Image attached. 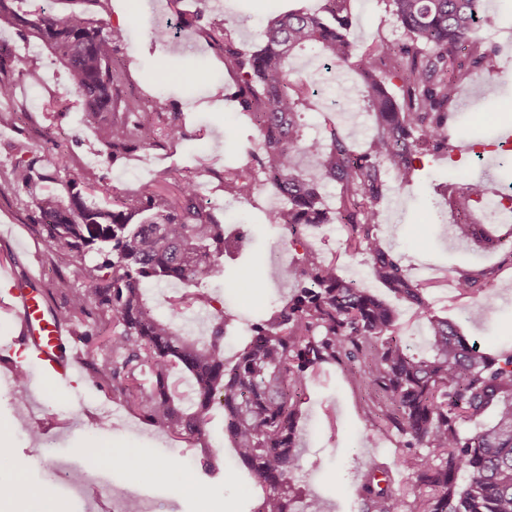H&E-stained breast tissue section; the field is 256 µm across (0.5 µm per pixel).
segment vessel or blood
<instances>
[{"instance_id": "vessel-or-blood-1", "label": "vessel or blood", "mask_w": 512, "mask_h": 512, "mask_svg": "<svg viewBox=\"0 0 512 512\" xmlns=\"http://www.w3.org/2000/svg\"><path fill=\"white\" fill-rule=\"evenodd\" d=\"M0 306L14 311L18 317L16 341L28 358L57 382H69L73 365L62 323L48 313L47 300L27 291L12 269L3 264L0 265Z\"/></svg>"}]
</instances>
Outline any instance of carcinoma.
<instances>
[{"label":"carcinoma","mask_w":512,"mask_h":512,"mask_svg":"<svg viewBox=\"0 0 512 512\" xmlns=\"http://www.w3.org/2000/svg\"><path fill=\"white\" fill-rule=\"evenodd\" d=\"M30 0H0V24L15 29L24 43L46 51L65 67L89 122L117 157L149 150L165 140L185 138L181 113L169 112L151 95L126 91L128 72L117 58L126 30L94 18L86 9L63 17L28 8ZM403 29L400 40L378 39L355 53L349 39L351 0H321L316 13L289 11L274 17L263 42L242 46L232 30L202 22L203 14L182 19L179 30L207 39L224 67L235 75L230 100L258 132L245 150L243 167H224L221 188L235 199L258 187L282 199L265 211L270 224L297 232L304 226L340 224L345 250L366 256L371 274L396 298L427 321L430 355L417 356L400 335L397 312L354 281L338 276L336 265L312 251L297 267L294 295L252 323L235 360L224 359V338L235 320L218 311L207 345L200 348L173 327L184 303L159 320L144 300L147 281H178L193 289L191 303L212 306L200 285L222 268L231 244L224 224L199 198L200 182L186 176L169 187L142 186L134 199L114 198L106 183L74 172L69 151L50 158L19 156L9 183L29 196L34 222L45 241L66 250L76 264L78 285L55 317L85 327L95 382L112 387L125 405L152 425L205 439L214 404L224 409V432L240 461L263 489L257 512H322V501L293 484L300 469L296 416L310 374L327 364L348 369L388 403L378 438H401L407 449L400 465L411 488H392L387 472L371 471L360 489L363 512H512V350L491 354L429 308L424 288L378 235L379 206L388 190L386 175L400 184L413 180L418 156L454 150L459 89L493 67L495 49L470 40L488 20L484 0H388ZM311 50L357 79L342 85L350 98L367 102L375 121L364 149L337 125L308 136L300 123L314 110L313 94L288 61ZM31 74L0 56V101L15 95L21 77ZM319 161V180L307 178L298 157ZM336 187V208H321L320 187ZM463 197L488 203L487 181L459 186ZM111 199L102 204L97 197ZM448 234L486 247L504 244L467 218ZM93 255L96 262L86 263ZM495 271L461 272L458 287L494 305L486 290ZM95 324L85 323L90 311ZM150 387L140 382L143 366ZM193 378L194 402L183 407L168 379L176 367ZM29 376L14 368L13 396L23 404ZM491 415L488 422L483 421ZM467 476L458 483V476Z\"/></svg>","instance_id":"cac0c4a2"}]
</instances>
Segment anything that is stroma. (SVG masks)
<instances>
[{
	"mask_svg": "<svg viewBox=\"0 0 512 512\" xmlns=\"http://www.w3.org/2000/svg\"><path fill=\"white\" fill-rule=\"evenodd\" d=\"M319 0H221L220 6L201 0H182L173 11L168 0H111L110 21H122L129 37L120 50L137 86L152 82L154 70L170 69L169 85L157 95L185 117L186 137L174 147L136 150L118 157L85 122L84 111L71 87L68 74L36 48L27 50L36 80L19 81L13 106L15 123L0 127V263L11 266L18 278L33 274L39 290H51L53 306L63 303L54 286L75 275V265L62 250L49 246L29 220L30 199L15 193L4 182L18 146L48 156L70 149L76 167L95 181L108 183L116 195L134 197L148 182L176 177L183 170H204L200 199L210 206L227 230L245 235L242 248L225 253L223 270L205 290L216 309L228 308L237 317L224 343V356L234 360L239 340L249 325L270 307L294 293L293 271L304 250H312L336 263L339 276L357 281L381 297L389 291L374 280L368 260L344 254L341 225L302 231L301 244L285 237L282 229L266 224L263 213L276 200L267 191L252 200L224 196L217 188V173L237 164L243 149L256 138L255 127L237 116L230 95L235 80L224 61L202 39L178 37L165 45L153 43L151 32L159 24H176L178 12L205 11L229 22L238 40L260 44L264 25L274 15L289 10H314ZM489 20L474 33L475 39L495 46L493 69L478 74L459 96L458 123L475 128L476 137L456 141L462 154L452 157L426 155L423 167L408 185L391 184L381 209L380 233L386 247L398 255L414 280L427 284L426 298L432 311L453 321L459 330L490 351L512 348V250L488 249L457 242L448 235L454 212L448 204V185L472 175L490 176L489 186L498 191L512 183L500 173V157L494 145L512 117V0H486ZM350 39L368 48L379 37L399 40L403 31L386 0H354ZM320 94V109L302 116L308 134L322 131L325 120L342 127L357 145L369 139L373 118L361 103L347 99L326 86L318 73L319 60L305 53L292 62ZM51 126L50 138H42V126ZM492 267L496 276L489 293L496 305L481 310L477 300L455 286L459 272ZM266 273L263 288H254L259 273ZM144 293L159 316H167L169 304L184 300L187 307L179 329L198 338L207 336L211 314L188 304L189 291L180 284L146 283ZM30 382L25 404H17L11 386L0 384V439L12 453L0 461V512H30L31 502L13 496L15 482L33 490L50 485L60 512H106L111 501L105 495L72 496L64 493L56 464H65L70 478L85 471L84 449H126L133 458L122 465L107 463L106 478L113 488L136 492L141 512H252L262 492L249 478L224 433V413L215 411L204 442L158 429L139 415L128 412L113 399L108 388L96 386L88 367H81L72 384L56 385L37 364H29ZM366 389L338 366L311 374L302 398L298 421L301 468L294 482L304 495L319 497L324 512H359L357 491L369 470L392 466L396 441H376L377 431L366 420L362 406ZM156 455L170 467L158 479L139 469L135 458ZM213 456L218 468L205 472L200 462ZM202 487L201 495L183 488L185 477ZM344 492H337V485Z\"/></svg>",
	"mask_w": 512,
	"mask_h": 512,
	"instance_id": "35a3bbf8",
	"label": "stroma"
}]
</instances>
